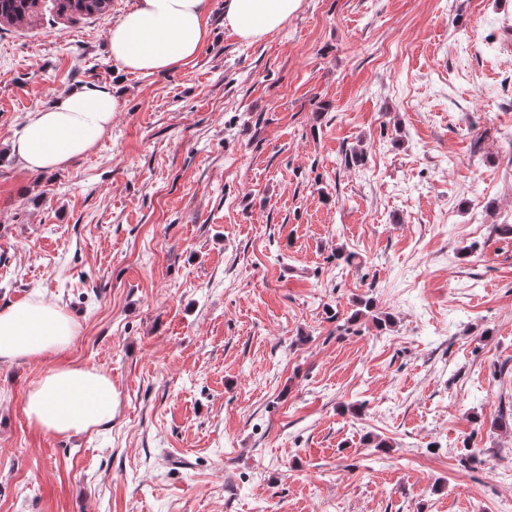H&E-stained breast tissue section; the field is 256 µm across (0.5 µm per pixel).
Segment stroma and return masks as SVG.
<instances>
[{
  "instance_id": "stroma-1",
  "label": "stroma",
  "mask_w": 512,
  "mask_h": 512,
  "mask_svg": "<svg viewBox=\"0 0 512 512\" xmlns=\"http://www.w3.org/2000/svg\"><path fill=\"white\" fill-rule=\"evenodd\" d=\"M222 2L164 73L107 51L132 0L0 27V307L78 325L0 360V512H512V0H302L254 43ZM83 84L111 128L30 174L22 120ZM61 364L111 424L29 425Z\"/></svg>"
}]
</instances>
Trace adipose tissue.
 Segmentation results:
<instances>
[{
	"label": "adipose tissue",
	"instance_id": "ef3b65f1",
	"mask_svg": "<svg viewBox=\"0 0 512 512\" xmlns=\"http://www.w3.org/2000/svg\"><path fill=\"white\" fill-rule=\"evenodd\" d=\"M207 0H133L107 34L110 55L130 73L174 69L197 57L210 27ZM301 0H224V25L241 40L256 42L279 29ZM119 110L113 91L81 86L28 113L11 152L24 169L42 175L87 154L112 125ZM76 324L56 302H17L0 308V359L37 360L64 351ZM117 394L107 375L59 366L28 393L31 425L52 436H72L109 424Z\"/></svg>",
	"mask_w": 512,
	"mask_h": 512
}]
</instances>
